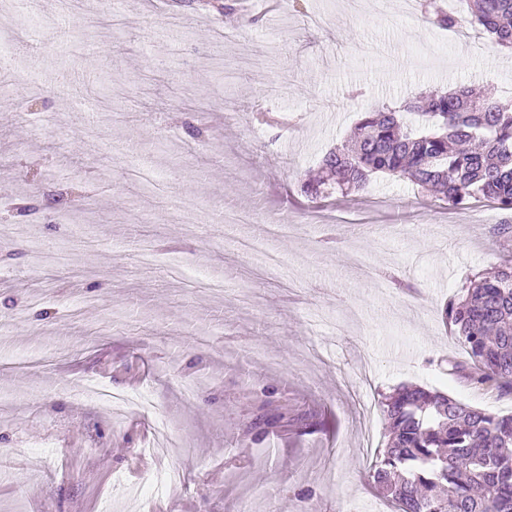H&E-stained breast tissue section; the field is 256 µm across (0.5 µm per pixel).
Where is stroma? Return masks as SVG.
Returning a JSON list of instances; mask_svg holds the SVG:
<instances>
[{
	"label": "stroma",
	"mask_w": 512,
	"mask_h": 512,
	"mask_svg": "<svg viewBox=\"0 0 512 512\" xmlns=\"http://www.w3.org/2000/svg\"><path fill=\"white\" fill-rule=\"evenodd\" d=\"M107 2L0 0V512H377L383 396L512 414L450 371L467 355L442 318L512 260L489 207L385 175L302 190L375 105L457 85L512 100V57L416 0H251L252 24L238 0ZM89 378L154 408L106 411ZM269 385L308 419L257 443ZM170 468L182 485L141 493ZM441 2L442 0H423L419 5L432 25L445 30L461 28L462 17L457 12H448Z\"/></svg>",
	"instance_id": "stroma-1"
}]
</instances>
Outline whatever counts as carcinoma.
Returning a JSON list of instances; mask_svg holds the SVG:
<instances>
[{
	"mask_svg": "<svg viewBox=\"0 0 512 512\" xmlns=\"http://www.w3.org/2000/svg\"><path fill=\"white\" fill-rule=\"evenodd\" d=\"M471 21L512 50V0H466ZM428 21L462 27L442 0H421ZM325 178L303 191L319 196L364 187L382 173L407 179L453 207L495 204L512 216V106L472 89L431 91L400 106L363 113L356 135L328 151ZM443 317L468 356L467 380L512 394V264L464 288ZM275 390L261 391L254 438L296 422ZM389 421L370 478L399 512H512V414L496 415L438 390L403 385L381 401Z\"/></svg>",
	"mask_w": 512,
	"mask_h": 512,
	"instance_id": "obj_1",
	"label": "carcinoma"
}]
</instances>
